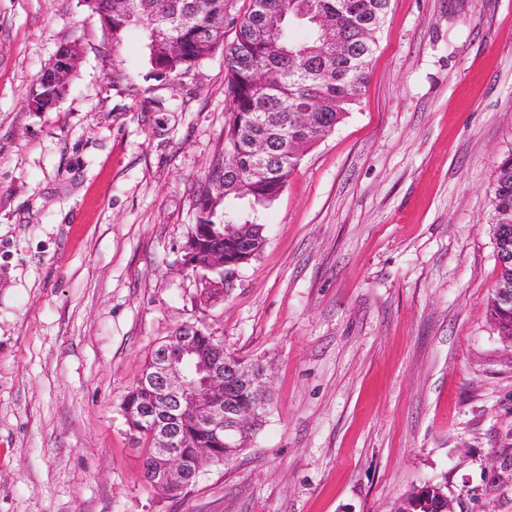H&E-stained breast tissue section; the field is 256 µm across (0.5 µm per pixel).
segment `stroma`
Wrapping results in <instances>:
<instances>
[{"instance_id": "stroma-1", "label": "stroma", "mask_w": 512, "mask_h": 512, "mask_svg": "<svg viewBox=\"0 0 512 512\" xmlns=\"http://www.w3.org/2000/svg\"><path fill=\"white\" fill-rule=\"evenodd\" d=\"M47 112L26 98L63 44ZM366 84L277 200L224 300L184 270L224 147V52L151 76L78 0H0V512H393L443 486L512 512V348L488 313L487 217L512 152V0H390ZM183 325L263 362L267 422L181 496L120 408ZM80 57L81 47H75L72 42L65 44L56 53L46 80L51 83H66L76 70Z\"/></svg>"}]
</instances>
